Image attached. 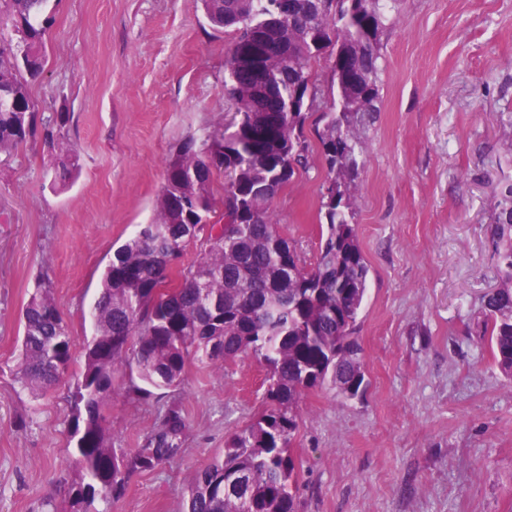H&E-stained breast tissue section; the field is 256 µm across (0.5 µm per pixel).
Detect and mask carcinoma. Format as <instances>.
<instances>
[{"label": "carcinoma", "instance_id": "1", "mask_svg": "<svg viewBox=\"0 0 512 512\" xmlns=\"http://www.w3.org/2000/svg\"><path fill=\"white\" fill-rule=\"evenodd\" d=\"M47 0H0L11 23L0 37V153L42 129L54 140L61 115L41 116L28 90L44 71ZM202 0L209 24L231 33L222 90L230 118L185 136L169 160L155 216L117 247L88 310L80 376L70 390L77 415L75 476L48 512H101L131 478L177 458L187 422L182 402L164 405L159 424L136 448L112 446L104 414L122 391L132 402L175 392L186 367L222 368L251 356L266 370L261 407L195 471L183 512H297V463L290 448L303 403L315 390L359 398L369 381L357 329L369 267L353 224L358 175L368 155L364 125L380 111L382 37L400 0ZM280 44L279 58L246 72L238 44L251 34ZM333 56L328 86L313 67ZM314 132L313 158L308 132ZM319 162L336 201L323 202L325 238L310 264L277 229L275 202L297 172ZM74 150L54 157L51 182L66 185ZM224 180L222 219L211 187ZM205 235L192 263L178 262ZM488 240L497 285L483 297L484 335L512 381V182L494 190ZM180 266V282L166 287ZM18 357L22 386L54 388L73 364L74 337L47 280L23 308ZM128 369L119 382L115 371Z\"/></svg>", "mask_w": 512, "mask_h": 512}]
</instances>
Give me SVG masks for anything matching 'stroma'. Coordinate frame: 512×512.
I'll list each match as a JSON object with an SVG mask.
<instances>
[{
	"mask_svg": "<svg viewBox=\"0 0 512 512\" xmlns=\"http://www.w3.org/2000/svg\"><path fill=\"white\" fill-rule=\"evenodd\" d=\"M39 113L67 114L55 144L0 154V512L61 497L73 376L44 395L17 377L21 311L48 279L75 341L112 248L148 222L180 141L223 121L231 37L201 0H50ZM381 110L365 127L354 222L370 267L357 331L369 389L311 392L291 452L298 512H512V381L483 339L495 287L492 187L512 180V0H401L382 38ZM77 152L64 190L43 178ZM320 167L299 172L275 218L302 259L321 242ZM265 370L190 364L178 390L183 453L134 477L111 512H181L187 484L245 425ZM161 403L115 397L116 447L134 448Z\"/></svg>",
	"mask_w": 512,
	"mask_h": 512,
	"instance_id": "stroma-1",
	"label": "stroma"
}]
</instances>
